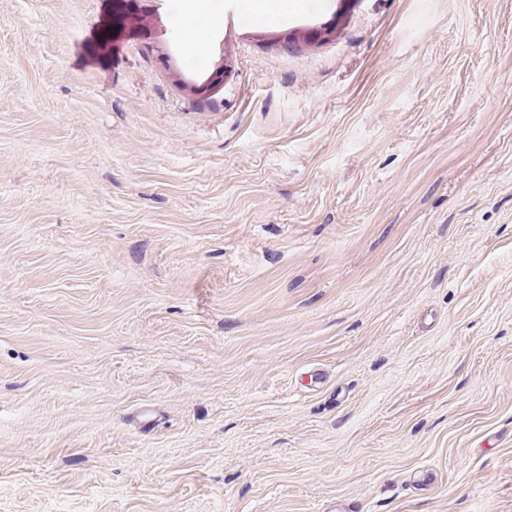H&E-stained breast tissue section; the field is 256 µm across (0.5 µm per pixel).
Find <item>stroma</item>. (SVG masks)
<instances>
[{
	"label": "stroma",
	"mask_w": 512,
	"mask_h": 512,
	"mask_svg": "<svg viewBox=\"0 0 512 512\" xmlns=\"http://www.w3.org/2000/svg\"><path fill=\"white\" fill-rule=\"evenodd\" d=\"M340 500L512 512V0H0V512Z\"/></svg>",
	"instance_id": "1"
}]
</instances>
